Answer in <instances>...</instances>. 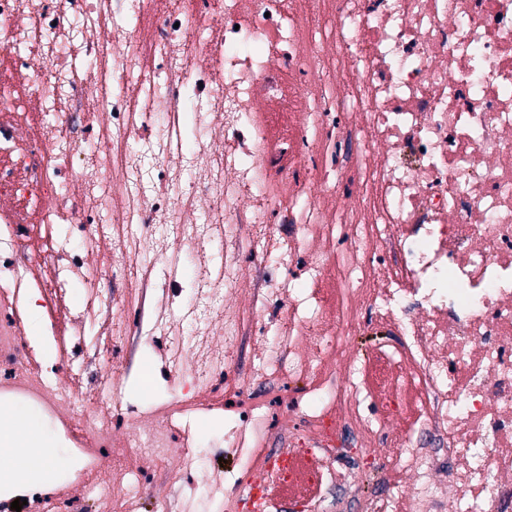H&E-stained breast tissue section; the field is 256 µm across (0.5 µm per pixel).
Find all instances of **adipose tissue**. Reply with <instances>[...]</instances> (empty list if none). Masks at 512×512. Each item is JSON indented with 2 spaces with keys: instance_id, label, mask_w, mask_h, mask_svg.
<instances>
[{
  "instance_id": "obj_1",
  "label": "adipose tissue",
  "mask_w": 512,
  "mask_h": 512,
  "mask_svg": "<svg viewBox=\"0 0 512 512\" xmlns=\"http://www.w3.org/2000/svg\"><path fill=\"white\" fill-rule=\"evenodd\" d=\"M52 453L28 414L0 409V485L22 488L32 477L49 478Z\"/></svg>"
}]
</instances>
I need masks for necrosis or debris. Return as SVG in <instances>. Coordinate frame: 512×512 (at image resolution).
I'll return each instance as SVG.
<instances>
[{
	"mask_svg": "<svg viewBox=\"0 0 512 512\" xmlns=\"http://www.w3.org/2000/svg\"><path fill=\"white\" fill-rule=\"evenodd\" d=\"M0 245V402L93 460L21 512H112L116 487L166 512L159 460L195 512H271L291 481L319 512H512V0H0ZM25 270L58 357L91 350L103 389L35 361ZM158 334L175 397L103 413ZM225 404L234 450L284 407L248 480L176 446Z\"/></svg>",
	"mask_w": 512,
	"mask_h": 512,
	"instance_id": "necrosis-or-debris-1",
	"label": "necrosis or debris"
}]
</instances>
